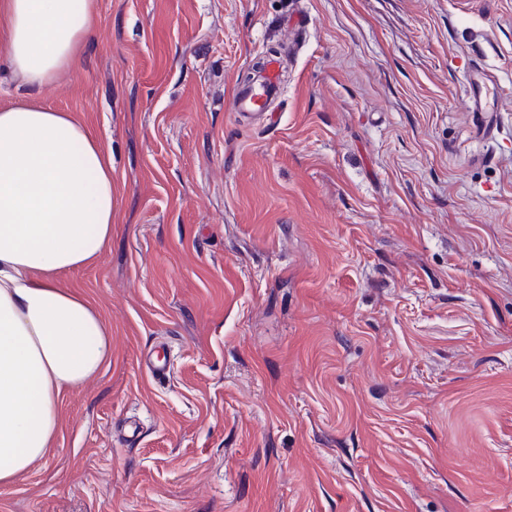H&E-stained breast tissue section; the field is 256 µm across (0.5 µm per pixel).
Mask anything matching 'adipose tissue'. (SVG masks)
Wrapping results in <instances>:
<instances>
[{
	"label": "adipose tissue",
	"instance_id": "ef3b65f1",
	"mask_svg": "<svg viewBox=\"0 0 512 512\" xmlns=\"http://www.w3.org/2000/svg\"><path fill=\"white\" fill-rule=\"evenodd\" d=\"M98 25L95 0H0L13 79L52 85ZM112 156L66 112L0 109V488L46 457L59 406L110 359L104 318L56 274L112 236Z\"/></svg>",
	"mask_w": 512,
	"mask_h": 512
}]
</instances>
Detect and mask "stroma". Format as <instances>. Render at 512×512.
I'll return each instance as SVG.
<instances>
[{"label":"stroma","instance_id":"obj_1","mask_svg":"<svg viewBox=\"0 0 512 512\" xmlns=\"http://www.w3.org/2000/svg\"><path fill=\"white\" fill-rule=\"evenodd\" d=\"M96 8L52 86L0 72L116 186L103 258L57 276L112 357L0 512H512V0ZM268 56L276 117L236 120ZM491 80L481 77L475 79L471 75L467 76L466 85H468V91L474 99L473 112H491L489 108L490 100L495 101V93L493 89L495 86ZM492 86V89L489 87Z\"/></svg>","mask_w":512,"mask_h":512}]
</instances>
